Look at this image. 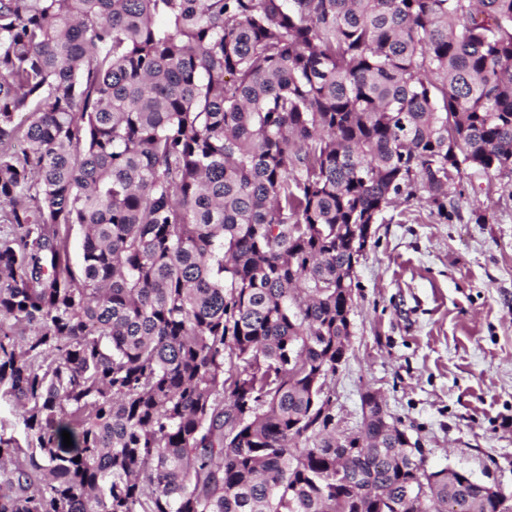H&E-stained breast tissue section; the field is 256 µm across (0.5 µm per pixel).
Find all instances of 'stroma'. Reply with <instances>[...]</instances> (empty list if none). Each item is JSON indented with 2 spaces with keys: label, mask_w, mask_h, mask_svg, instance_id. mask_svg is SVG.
<instances>
[{
  "label": "stroma",
  "mask_w": 512,
  "mask_h": 512,
  "mask_svg": "<svg viewBox=\"0 0 512 512\" xmlns=\"http://www.w3.org/2000/svg\"><path fill=\"white\" fill-rule=\"evenodd\" d=\"M355 270L337 436L359 430L371 390L428 468L512 494V179L467 170L444 221L427 199L397 202Z\"/></svg>",
  "instance_id": "stroma-1"
}]
</instances>
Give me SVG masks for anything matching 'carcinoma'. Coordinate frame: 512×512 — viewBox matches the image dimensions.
Returning <instances> with one entry per match:
<instances>
[{
  "instance_id": "1",
  "label": "carcinoma",
  "mask_w": 512,
  "mask_h": 512,
  "mask_svg": "<svg viewBox=\"0 0 512 512\" xmlns=\"http://www.w3.org/2000/svg\"><path fill=\"white\" fill-rule=\"evenodd\" d=\"M468 169L512 177V0H0V512H498L307 422L364 226Z\"/></svg>"
}]
</instances>
